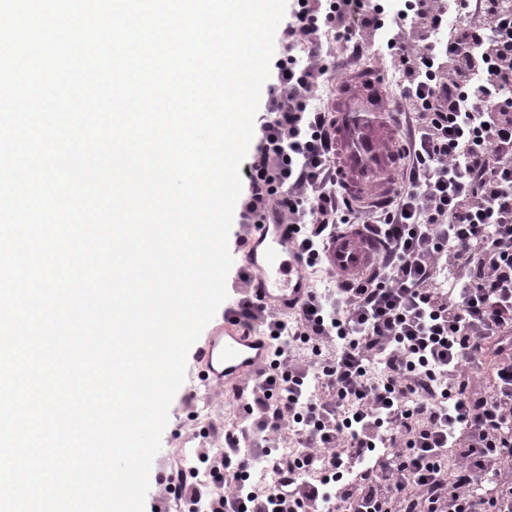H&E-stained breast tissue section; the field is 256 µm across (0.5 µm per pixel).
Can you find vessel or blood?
<instances>
[{
    "instance_id": "1",
    "label": "vessel or blood",
    "mask_w": 512,
    "mask_h": 512,
    "mask_svg": "<svg viewBox=\"0 0 512 512\" xmlns=\"http://www.w3.org/2000/svg\"><path fill=\"white\" fill-rule=\"evenodd\" d=\"M336 168L346 196L370 191L383 203L391 195L396 172L393 142L400 134L396 110L384 98L382 78L362 72L344 83L336 99ZM248 247L240 263L252 270V292L260 304L287 309L302 300L310 283L288 240L283 224H256L250 228ZM375 244L348 230L332 241L328 261L339 278L359 272L372 260ZM271 347L264 336L241 329L233 314H226L194 356L202 381L238 385L266 368Z\"/></svg>"
}]
</instances>
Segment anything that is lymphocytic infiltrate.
Masks as SVG:
<instances>
[{"instance_id":"f902f5d3","label":"lymphocytic infiltrate","mask_w":512,"mask_h":512,"mask_svg":"<svg viewBox=\"0 0 512 512\" xmlns=\"http://www.w3.org/2000/svg\"><path fill=\"white\" fill-rule=\"evenodd\" d=\"M281 44L240 221L289 225L309 270L347 224L382 250L285 314L259 305L239 271L230 308L261 325L275 359L238 394L224 454L198 452L212 485L173 471L166 486L203 512H317L330 500L336 512H512V6L289 0ZM331 46L385 58L396 78L402 174L369 216L332 164ZM240 431L268 457L293 433L299 452L274 487L251 486Z\"/></svg>"}]
</instances>
